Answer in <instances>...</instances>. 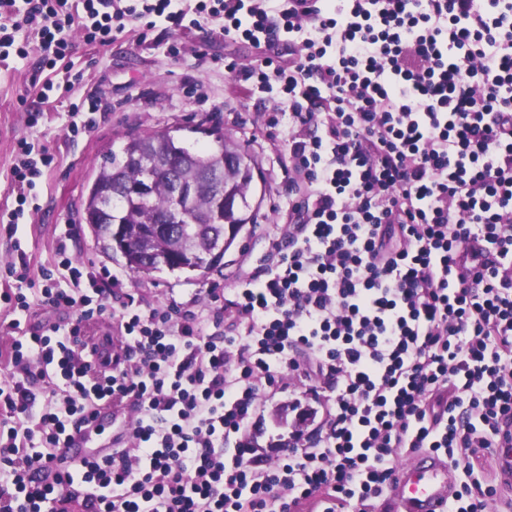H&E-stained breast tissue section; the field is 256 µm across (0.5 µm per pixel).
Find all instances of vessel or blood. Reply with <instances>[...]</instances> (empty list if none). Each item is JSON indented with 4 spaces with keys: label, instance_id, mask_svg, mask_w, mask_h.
I'll list each match as a JSON object with an SVG mask.
<instances>
[{
    "label": "vessel or blood",
    "instance_id": "b4317fda",
    "mask_svg": "<svg viewBox=\"0 0 512 512\" xmlns=\"http://www.w3.org/2000/svg\"><path fill=\"white\" fill-rule=\"evenodd\" d=\"M112 410L101 407L98 418L83 429L63 458L50 461L45 474L64 472L71 463L84 459H99L112 451L111 439H100L102 419L111 417ZM454 486L448 478L445 459L435 453H420L402 464L389 487L392 512H447Z\"/></svg>",
    "mask_w": 512,
    "mask_h": 512
}]
</instances>
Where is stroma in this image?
<instances>
[{
    "mask_svg": "<svg viewBox=\"0 0 512 512\" xmlns=\"http://www.w3.org/2000/svg\"><path fill=\"white\" fill-rule=\"evenodd\" d=\"M71 60L86 70L87 85L75 87L55 101L50 121L28 122L27 108L37 105V91L31 80L32 65L0 61V207L14 204L9 170L14 161L16 141L37 139L55 154L54 167L39 186V208L25 214L18 240L0 235V272L17 260L15 245H22L30 258L29 277L40 281V265L51 255L64 229L74 235L76 257L95 266L109 268L124 282V290L141 303L142 309L170 304L197 311L210 302L214 288H230L246 264L268 254L280 211L286 210L289 197L284 161L288 147L281 128L257 134L273 108L271 99L249 97L242 81L222 72L220 60L248 63L254 57L249 45L216 37L200 44L197 32L176 35L153 30L146 39L129 37L100 50L86 45L79 32H72ZM176 44L178 58L165 57L169 44ZM204 56H197L196 46ZM95 88L102 103L95 125L79 136L66 130L62 115L80 102L88 88ZM219 128L236 139L259 165L256 190L252 197L255 221L246 225L236 243L225 254L223 265L206 277L189 279L185 275L153 272L133 276L121 255L103 253L89 225L80 218L84 189L108 151L119 149L126 136L167 132L175 139L202 148L211 145L209 128ZM300 401L309 406L303 390L277 391L266 395L254 417V443L259 448H280L291 440L290 424H279L271 410L281 402Z\"/></svg>",
    "mask_w": 512,
    "mask_h": 512,
    "instance_id": "1",
    "label": "stroma"
}]
</instances>
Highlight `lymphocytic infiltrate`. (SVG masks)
<instances>
[{"label": "lymphocytic infiltrate", "instance_id": "1", "mask_svg": "<svg viewBox=\"0 0 512 512\" xmlns=\"http://www.w3.org/2000/svg\"><path fill=\"white\" fill-rule=\"evenodd\" d=\"M157 27L256 51L226 69L276 93L292 199L269 256L197 314L143 310L69 233L43 287L20 253L0 278V512H375L422 450L448 462V512H488L512 482V0H0V59L38 52L46 103L84 80L71 30L105 48ZM53 161L18 140L7 237ZM37 306L70 317L28 325ZM287 387L323 418L272 459L249 426ZM107 402L136 412L122 448L47 480Z\"/></svg>", "mask_w": 512, "mask_h": 512}]
</instances>
